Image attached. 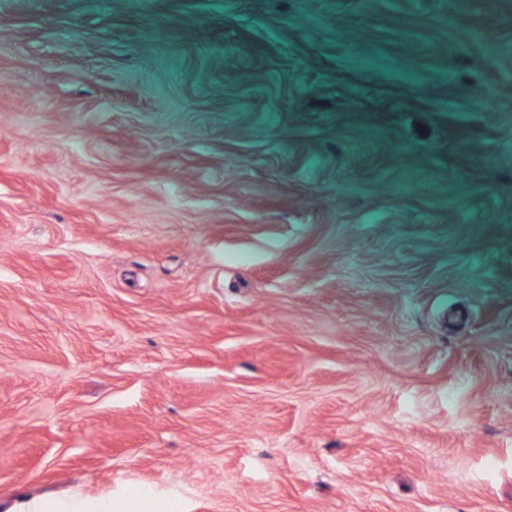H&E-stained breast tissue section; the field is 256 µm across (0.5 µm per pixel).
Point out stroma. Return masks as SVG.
<instances>
[{
  "label": "stroma",
  "mask_w": 512,
  "mask_h": 512,
  "mask_svg": "<svg viewBox=\"0 0 512 512\" xmlns=\"http://www.w3.org/2000/svg\"><path fill=\"white\" fill-rule=\"evenodd\" d=\"M512 512V10L0 0V512Z\"/></svg>",
  "instance_id": "1"
}]
</instances>
